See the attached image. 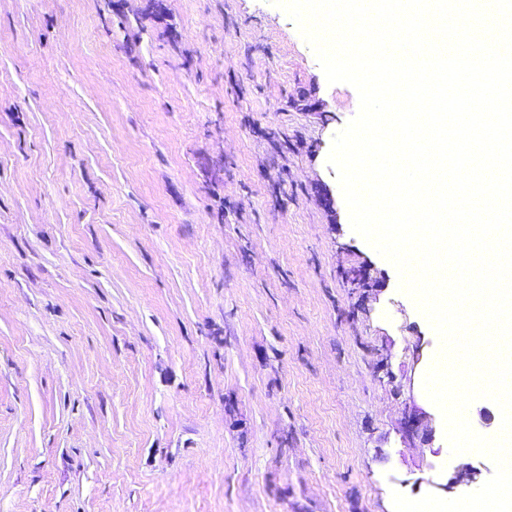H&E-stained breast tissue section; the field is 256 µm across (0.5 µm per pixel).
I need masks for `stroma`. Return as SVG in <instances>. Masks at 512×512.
<instances>
[{"label":"stroma","instance_id":"obj_1","mask_svg":"<svg viewBox=\"0 0 512 512\" xmlns=\"http://www.w3.org/2000/svg\"><path fill=\"white\" fill-rule=\"evenodd\" d=\"M358 111L271 0H0V512H394L493 475L351 228ZM425 413L415 409L414 407H405L404 421L401 426V434L405 447L421 448L429 445L434 437L432 427L423 426Z\"/></svg>","mask_w":512,"mask_h":512}]
</instances>
